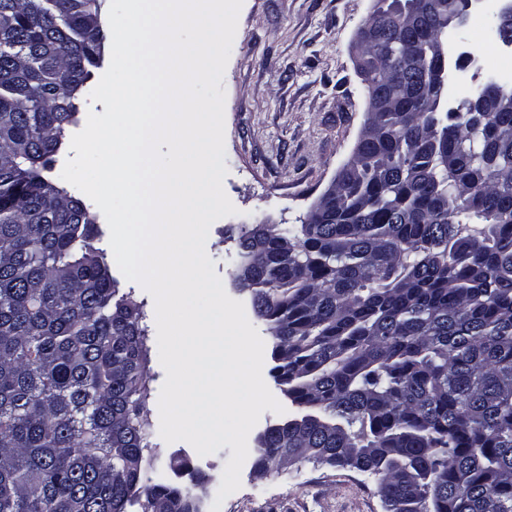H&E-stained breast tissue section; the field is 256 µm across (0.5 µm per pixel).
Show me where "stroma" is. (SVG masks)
Masks as SVG:
<instances>
[{"instance_id":"obj_1","label":"stroma","mask_w":512,"mask_h":512,"mask_svg":"<svg viewBox=\"0 0 512 512\" xmlns=\"http://www.w3.org/2000/svg\"><path fill=\"white\" fill-rule=\"evenodd\" d=\"M375 0H243L230 57L219 85L225 93L223 188L234 215L209 228L206 249L226 293L246 296L234 283L237 236L228 227L263 221L290 226L307 212L351 157L366 119L367 90L352 44ZM469 54L472 63L457 71L449 100L468 88L477 70L496 71L495 52L479 27L450 30L449 57ZM110 272L122 292L142 303L147 329L148 409L159 422V396L166 378L160 362L155 304L141 284ZM156 463L163 482L187 486L192 472L209 479L205 512L216 503L213 491L232 455L230 446L202 456L187 442H163ZM241 486L220 503V512H386L376 477L350 469L303 462L256 477L245 460Z\"/></svg>"}]
</instances>
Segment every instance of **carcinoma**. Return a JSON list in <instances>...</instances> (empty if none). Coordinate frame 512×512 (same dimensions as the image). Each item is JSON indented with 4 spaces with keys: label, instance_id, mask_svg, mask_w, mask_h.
<instances>
[{
    "label": "carcinoma",
    "instance_id": "cac0c4a2",
    "mask_svg": "<svg viewBox=\"0 0 512 512\" xmlns=\"http://www.w3.org/2000/svg\"><path fill=\"white\" fill-rule=\"evenodd\" d=\"M467 0H376L374 112L336 204L238 224L235 284L274 342L291 409L262 475L303 461L377 477L386 512H512V88L444 107L437 40ZM101 0H0V512H202L144 477L142 305L119 294L97 216L42 175L101 60ZM490 110L482 119L467 105Z\"/></svg>",
    "mask_w": 512,
    "mask_h": 512
}]
</instances>
